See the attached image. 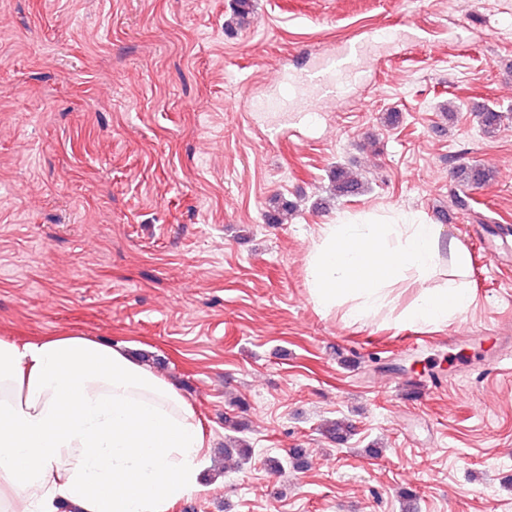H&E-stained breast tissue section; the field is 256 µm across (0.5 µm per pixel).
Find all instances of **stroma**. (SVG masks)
Masks as SVG:
<instances>
[{
  "label": "stroma",
  "instance_id": "35a3bbf8",
  "mask_svg": "<svg viewBox=\"0 0 512 512\" xmlns=\"http://www.w3.org/2000/svg\"><path fill=\"white\" fill-rule=\"evenodd\" d=\"M232 3L0 0V339L86 336L179 391L212 465L171 512H512V0H253L228 31ZM403 24L280 139L249 112L312 51ZM339 166L362 192L331 197ZM390 212L469 250L448 325L311 303L320 225ZM254 17L253 1L252 0H235L232 14L226 20V28L233 29L234 27L243 28L249 26ZM466 185H483L493 179V171L480 165H462L456 172Z\"/></svg>",
  "mask_w": 512,
  "mask_h": 512
}]
</instances>
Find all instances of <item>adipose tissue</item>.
I'll return each instance as SVG.
<instances>
[{"label":"adipose tissue","mask_w":512,"mask_h":512,"mask_svg":"<svg viewBox=\"0 0 512 512\" xmlns=\"http://www.w3.org/2000/svg\"><path fill=\"white\" fill-rule=\"evenodd\" d=\"M306 272L315 308L353 323L393 312L443 325L473 303L461 240L395 216L324 225ZM409 282L417 294L398 306ZM210 463L191 406L121 348L82 336L0 340V512H170L202 492Z\"/></svg>","instance_id":"ef3b65f1"}]
</instances>
